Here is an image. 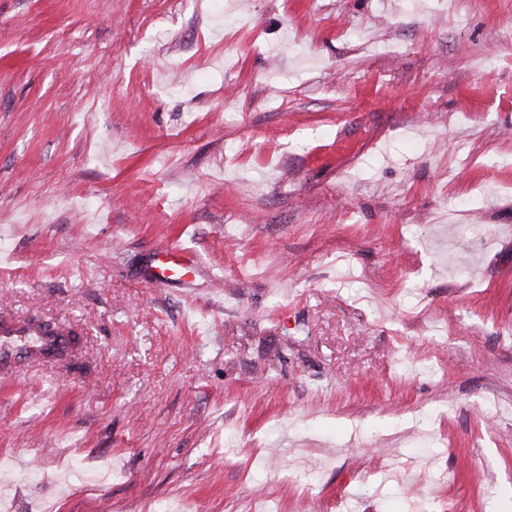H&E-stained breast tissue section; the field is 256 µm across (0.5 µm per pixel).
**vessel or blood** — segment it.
I'll use <instances>...</instances> for the list:
<instances>
[{
	"mask_svg": "<svg viewBox=\"0 0 512 512\" xmlns=\"http://www.w3.org/2000/svg\"><path fill=\"white\" fill-rule=\"evenodd\" d=\"M200 267L192 249L171 247L162 250L151 271L152 277H177L188 281ZM75 347L72 330L12 316L0 317V377H13L23 366L38 360L62 361Z\"/></svg>",
	"mask_w": 512,
	"mask_h": 512,
	"instance_id": "vessel-or-blood-1",
	"label": "vessel or blood"
}]
</instances>
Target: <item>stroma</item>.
<instances>
[{"label": "stroma", "instance_id": "obj_1", "mask_svg": "<svg viewBox=\"0 0 512 512\" xmlns=\"http://www.w3.org/2000/svg\"><path fill=\"white\" fill-rule=\"evenodd\" d=\"M0 308L11 512H512V0H0ZM184 257H188L189 264L181 261ZM199 268V259L192 249L171 247L161 251L152 266L150 275L154 278L176 276L178 280L190 283L189 277L195 275ZM12 316L0 317V375L12 378L37 360L62 361L75 347V333L65 327Z\"/></svg>", "mask_w": 512, "mask_h": 512}]
</instances>
